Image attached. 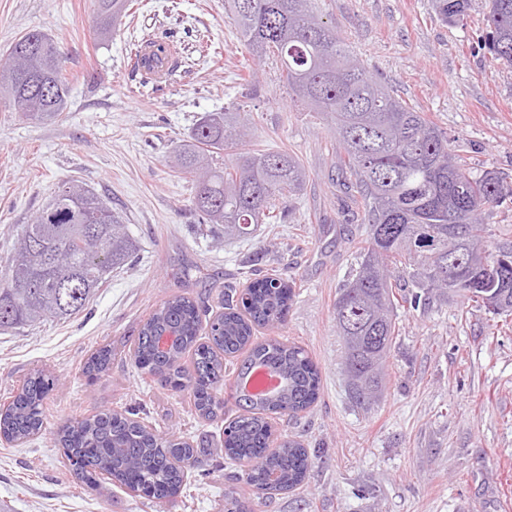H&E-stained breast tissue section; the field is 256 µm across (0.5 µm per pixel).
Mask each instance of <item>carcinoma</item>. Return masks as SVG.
<instances>
[{"mask_svg": "<svg viewBox=\"0 0 512 512\" xmlns=\"http://www.w3.org/2000/svg\"><path fill=\"white\" fill-rule=\"evenodd\" d=\"M308 0H229L245 47L280 61L288 89L330 122L344 154L347 189L361 207L368 236L360 263L335 305L351 398L376 403L384 386V363L396 339L394 309L416 307L429 294L458 296L481 308L473 282L488 274L469 265L481 252L487 264L511 257L485 241L484 208L512 203V182L495 170H475L459 154L461 145L400 101L375 80L349 50L336 27L310 14ZM127 0H99L96 32L107 37ZM470 0H433L438 18L456 22ZM488 50L494 63L512 69V0H488ZM16 69L0 73V100L30 120L51 121L65 109L68 77L64 53L47 33H25L9 47ZM231 149L224 166L216 156ZM175 166L192 180L194 212L224 227V237L247 238L280 202L300 192L306 172L286 151L249 148L239 113L206 112L186 143L175 150ZM136 243L121 216L92 190L59 183L50 201L22 225L19 245L0 271V329L31 326L47 318L69 319L82 312L113 270L126 265ZM294 280L278 274L251 281L241 307L224 298L213 315L202 299L173 295L140 327L133 358L139 368L193 398L198 415L224 422V459L246 461V484L263 494L299 486L311 466L297 440L274 444L275 415L295 416L318 399L320 372L306 351L277 338L258 341V326L283 324L292 304ZM417 292L408 293L406 289ZM500 304L493 315L512 316V267L492 289ZM164 333L176 335L169 350L157 346ZM112 347L95 350L86 373L107 371ZM255 361L277 370L284 387L255 399L234 397L238 414L226 416L222 392L226 372L245 374ZM55 379L31 373L11 402L0 409V438L17 441L43 426L44 401ZM133 408L76 419L60 443L74 475L92 485L108 473L120 486H136L156 501L176 497L185 469L198 463L189 442H169L135 418ZM278 473L275 483L270 473Z\"/></svg>", "mask_w": 512, "mask_h": 512, "instance_id": "1", "label": "carcinoma"}]
</instances>
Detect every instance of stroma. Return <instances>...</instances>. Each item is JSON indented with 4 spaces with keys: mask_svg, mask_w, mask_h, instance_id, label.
I'll list each match as a JSON object with an SVG mask.
<instances>
[{
    "mask_svg": "<svg viewBox=\"0 0 512 512\" xmlns=\"http://www.w3.org/2000/svg\"><path fill=\"white\" fill-rule=\"evenodd\" d=\"M311 6L396 97L463 142L474 168L512 181V70L493 64L481 41L487 0H472L452 24L432 0ZM95 15V0H0V56L16 37L41 30L66 55L69 77L67 108L54 121L0 103V265L64 180L110 203L138 244L76 317L0 331V405L34 371L57 381L41 432L0 442V500L9 512H220L230 487L250 512H512V322L489 328L486 310L455 296L399 308L384 397L369 409L356 405L334 305L367 228L347 210L326 121L289 95L279 61L247 51L226 0H132L104 40ZM165 36L180 50L179 66L158 91L142 84L129 56L142 40ZM227 107L240 113L253 148L288 151L307 173L289 214L249 239L228 240L200 223L189 177L168 161L201 115ZM255 269L295 278L297 293L285 323L258 338L303 347L321 374L318 402L274 422L308 448V477L270 497L241 481L243 465L223 464L220 423L141 374L131 356L141 325L170 296L204 298L217 314L225 289H243ZM106 344L110 368L88 376L87 359ZM134 405L161 437L198 450L199 467L172 501L149 502L103 476L87 488L55 443L73 419Z\"/></svg>",
    "mask_w": 512,
    "mask_h": 512,
    "instance_id": "obj_1",
    "label": "stroma"
}]
</instances>
